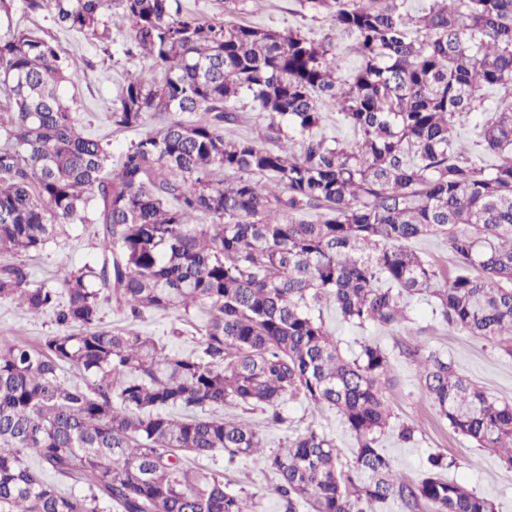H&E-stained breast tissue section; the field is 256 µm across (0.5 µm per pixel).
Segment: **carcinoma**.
<instances>
[{
  "mask_svg": "<svg viewBox=\"0 0 512 512\" xmlns=\"http://www.w3.org/2000/svg\"><path fill=\"white\" fill-rule=\"evenodd\" d=\"M309 3L355 38L360 65L343 83L331 38L209 22L179 0H0V24L20 4L103 43L128 29L127 54L153 69L126 79L112 124L173 115L113 170L103 141L77 126L76 61L30 31L0 36V257L39 253L66 225H92L101 246L55 285L0 265L1 299L80 330L0 338V512H254L184 456L262 453L250 426L213 412L259 409L278 423L300 397L336 408L357 450L345 470L334 440L308 428L266 455L288 512H378L394 498L406 512H493L445 478L442 453L417 482L396 473L379 448L390 358L368 341L342 355L315 310L325 298L344 322L387 332L405 319L404 298L426 294L442 321L505 339L512 355V103L482 126L492 163L453 136L490 95L512 99V0H431L417 16L400 0ZM242 97L270 119V146L224 138ZM322 104L358 133L353 147L313 134ZM186 112L205 118H174ZM198 216L212 223H190ZM428 235L446 238L454 275L406 246ZM106 304L135 319L203 306L208 321L185 354L106 329ZM422 368L448 426L512 465V404L439 353Z\"/></svg>",
  "mask_w": 512,
  "mask_h": 512,
  "instance_id": "cac0c4a2",
  "label": "carcinoma"
}]
</instances>
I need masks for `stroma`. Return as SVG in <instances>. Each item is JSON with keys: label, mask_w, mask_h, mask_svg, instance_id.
Here are the masks:
<instances>
[{"label": "stroma", "mask_w": 512, "mask_h": 512, "mask_svg": "<svg viewBox=\"0 0 512 512\" xmlns=\"http://www.w3.org/2000/svg\"><path fill=\"white\" fill-rule=\"evenodd\" d=\"M233 19L280 33L296 31L314 40L332 37L336 53L341 58V76H349L359 64L352 50L353 37L337 34L328 12L312 9L308 0H245ZM13 24L53 37L61 53L75 57L78 76L70 92L80 103L78 124L85 132L103 138L112 159H119L144 133L166 124L168 116L164 113L150 114L144 125L134 130L112 124V105L127 74L147 67L145 61L126 55V33L113 32V42L105 49L91 36L61 30L47 12L33 15L15 10ZM99 250L92 226L70 227L42 252L22 257L21 262L34 283L51 285L65 270L91 261ZM435 307L433 297L417 295L408 298L406 320L384 335L370 328L343 323L334 304H324L322 313L326 328L336 338L341 352L357 349L362 341L375 340L389 354L392 370L386 397L394 413L392 422L394 426L408 423L417 429L414 442L406 445L398 443L393 429L381 436L380 446L392 459L396 471L406 480H418L426 456L435 451L444 452L455 460L446 473L448 480L486 496L493 502L494 512H512V467L495 452L476 447L472 441L449 429L421 389L420 364L412 361L406 351L417 346L425 354L447 355L460 374L509 403H512V357L501 345L442 323L434 313ZM207 319L206 310L199 308L187 315L175 311H151L145 313L138 327L167 349L188 352L196 347ZM57 329L52 314L34 317L11 300H0V337L33 344ZM282 415L283 422L274 424L258 411L237 413L240 420L257 431L265 449L283 447L295 433L311 427L334 437L342 463L352 464L356 439L343 426L335 409L291 400L285 404ZM198 464L203 472L223 475L233 489L254 494L256 512H286L283 501L270 491L275 478L266 469L262 456L244 457L230 464L223 452L218 451L199 459Z\"/></svg>", "instance_id": "1"}]
</instances>
